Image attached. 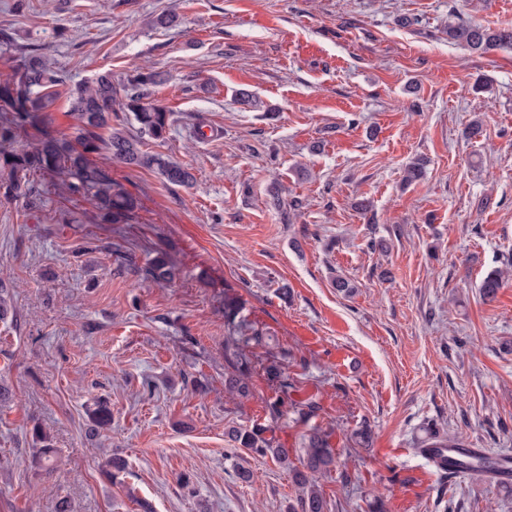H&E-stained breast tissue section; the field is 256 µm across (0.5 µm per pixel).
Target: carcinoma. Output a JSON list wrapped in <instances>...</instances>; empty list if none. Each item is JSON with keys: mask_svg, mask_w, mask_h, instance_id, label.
Instances as JSON below:
<instances>
[{"mask_svg": "<svg viewBox=\"0 0 512 512\" xmlns=\"http://www.w3.org/2000/svg\"><path fill=\"white\" fill-rule=\"evenodd\" d=\"M448 39L472 51L486 53L512 46V27L490 28L473 20L448 22ZM0 48L18 55L19 64L10 79L0 83V102L8 111L0 114V185L5 193L27 198L32 193L30 177L39 174L60 180L69 195L93 201L103 224H128L138 207L137 200L112 180L108 170L89 160V156L107 151L126 165L157 172L167 183L187 186L192 174L187 167L160 154L141 150L146 140L163 142L173 125V114L165 107L146 101L147 86L156 83L155 74L142 68L133 71L126 82H112L109 72L96 75L83 83H70L66 74L52 65L43 49L17 46L0 31ZM66 88L69 112L76 120L74 142L45 137L29 149L14 147L18 132L33 126ZM512 272V259L504 267L489 272L480 284L485 301L493 300L502 288L506 275ZM146 276L158 282L175 277V267L165 257H157L146 268ZM238 305L224 299V318L232 324L234 338L224 346L228 372L224 388L239 398L251 394L248 384L256 365L262 359L247 351L262 345L266 332L235 322ZM267 380L285 392L296 388L294 380L284 375L279 365H263ZM112 419L110 409L101 405L92 415L87 434L94 437ZM264 430L232 427L229 441L260 455L269 454L292 472L298 487L296 504L289 512H326V499L314 476L330 472L336 458L330 446L331 432L314 428L305 436L302 468L292 465L293 449L263 436Z\"/></svg>", "mask_w": 512, "mask_h": 512, "instance_id": "1", "label": "carcinoma"}]
</instances>
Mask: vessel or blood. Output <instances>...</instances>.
Here are the masks:
<instances>
[{"mask_svg": "<svg viewBox=\"0 0 512 512\" xmlns=\"http://www.w3.org/2000/svg\"><path fill=\"white\" fill-rule=\"evenodd\" d=\"M421 453L443 476L459 479H496L503 483L512 482V462L503 458L488 460L483 469L472 466V459L482 457L481 449L470 447L466 441H456L451 448L424 446Z\"/></svg>", "mask_w": 512, "mask_h": 512, "instance_id": "b4317fda", "label": "vessel or blood"}]
</instances>
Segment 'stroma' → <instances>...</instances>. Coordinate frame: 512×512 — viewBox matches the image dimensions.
I'll return each instance as SVG.
<instances>
[{"label":"stroma","mask_w":512,"mask_h":512,"mask_svg":"<svg viewBox=\"0 0 512 512\" xmlns=\"http://www.w3.org/2000/svg\"><path fill=\"white\" fill-rule=\"evenodd\" d=\"M167 13L176 26H152ZM453 13L512 26V0H0V30L72 81L160 72L149 100L175 123L147 149L194 176L171 185L94 155L137 199L129 224L100 223L48 177L33 207L0 191L15 310L0 321V512L62 499L72 512H288L287 469L246 450L225 459L232 426L290 448L332 429L327 512H512V484L448 480L420 453L437 430L512 455V280L491 302L479 294L512 257V49L450 43ZM73 125L62 97L18 142L70 140ZM417 158L424 178L404 183ZM160 252L168 283L142 276ZM228 297L296 390L280 395L258 369L249 398L225 391ZM279 398L321 410L274 422ZM98 400L112 423L90 439ZM364 424L373 444L358 449ZM36 427L52 468L35 460ZM112 456L126 466L109 479Z\"/></svg>","instance_id":"stroma-1"}]
</instances>
